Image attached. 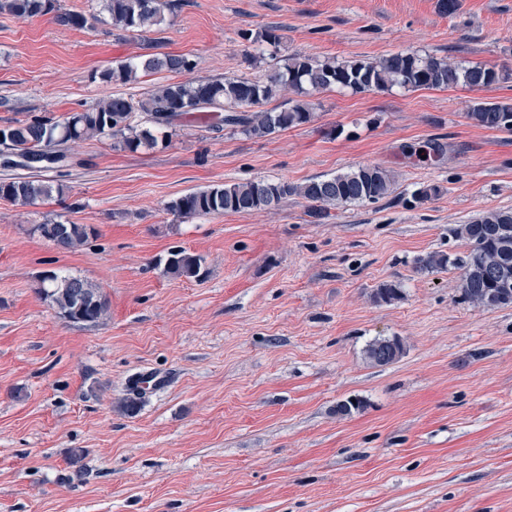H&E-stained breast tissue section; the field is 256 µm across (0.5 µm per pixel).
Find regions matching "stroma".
Here are the masks:
<instances>
[{
  "label": "stroma",
  "instance_id": "35a3bbf8",
  "mask_svg": "<svg viewBox=\"0 0 512 512\" xmlns=\"http://www.w3.org/2000/svg\"><path fill=\"white\" fill-rule=\"evenodd\" d=\"M172 2L142 37L0 14V127L119 93L99 75L138 54L186 55L198 77L402 49L512 68V0H458L451 15L440 0ZM271 26L276 51L260 40ZM476 99L510 100L512 81L322 91L311 122L260 139L194 112L165 147L66 150L51 172L63 199L0 200V512H512V306H472L457 270L414 264L462 252L455 230L480 211L512 209V134L471 124ZM430 140L439 162L416 155ZM360 163L392 170L393 194L318 223L295 196L245 216L166 210L213 185ZM424 183L445 192L411 205ZM57 215L96 238L63 252L32 233ZM178 247L204 257L205 279L164 273ZM59 270L100 286L107 320L55 314L37 278ZM386 281L400 299L375 302ZM392 336L405 355L370 365L366 345ZM146 373L166 383L127 415ZM350 398L363 410L338 415Z\"/></svg>",
  "mask_w": 512,
  "mask_h": 512
}]
</instances>
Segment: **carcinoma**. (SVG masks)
Wrapping results in <instances>:
<instances>
[{
	"instance_id": "1",
	"label": "carcinoma",
	"mask_w": 512,
	"mask_h": 512,
	"mask_svg": "<svg viewBox=\"0 0 512 512\" xmlns=\"http://www.w3.org/2000/svg\"><path fill=\"white\" fill-rule=\"evenodd\" d=\"M165 0H100V11L107 13L112 27L141 36L160 26ZM55 12V21L71 29H86L97 21V14L54 10L53 0H0V13L27 19ZM195 64L184 55L142 54L100 74L109 83L126 85L138 78L160 72L190 73ZM512 80V69H495L479 63L451 62L434 54L398 50L378 59L318 60L293 54L279 70L256 80L237 75L198 77L167 83L147 94H116L106 100L61 119L33 115L8 128L9 141L0 145L13 156L25 159L47 155L83 141L98 138L115 140L125 150L155 148L171 142L176 121L192 112H207L211 129L232 127L241 133L263 138L309 123L314 104L305 100L313 91L335 88L355 93L389 89L457 88L482 89ZM288 94V106L266 109L271 99ZM512 114V103L475 101L464 112L472 124L489 130L512 133L504 117ZM393 171L377 164H359L330 177H314L302 183L286 180H252L224 183L189 192L171 202L166 210L180 217H203L234 213L250 215L271 209L291 196L311 204L310 216L319 221L328 216V207L377 203L394 191ZM447 192L438 184L419 186L411 193L412 202L424 203ZM64 196V185L41 174L13 175L0 180V200L21 207L36 206ZM33 233L60 251L73 252L87 244L96 230L47 218L33 226ZM456 235L465 250L453 256L430 252L416 260L421 272L460 271L463 301L483 308L512 305V209H487L459 225ZM201 256L179 248L168 253L166 273L187 279L205 276ZM38 292L56 315L70 323L98 325L109 315V303L91 281L57 271L38 276ZM401 288L385 282L374 299L390 303L400 298ZM404 344L397 338H377L365 349V359L376 366L399 360Z\"/></svg>"
}]
</instances>
